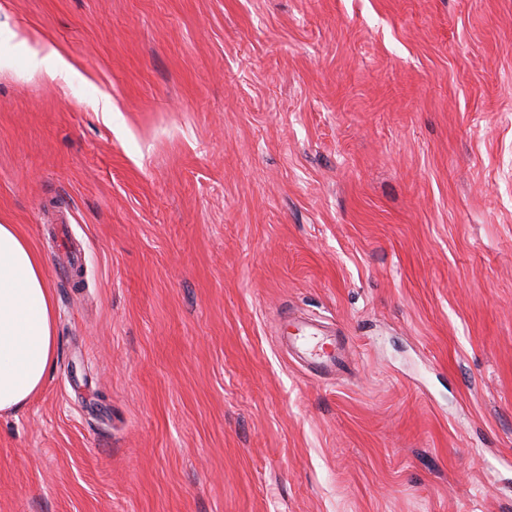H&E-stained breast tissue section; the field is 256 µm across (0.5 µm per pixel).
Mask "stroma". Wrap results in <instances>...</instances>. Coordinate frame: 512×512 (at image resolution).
Wrapping results in <instances>:
<instances>
[{"label": "stroma", "mask_w": 512, "mask_h": 512, "mask_svg": "<svg viewBox=\"0 0 512 512\" xmlns=\"http://www.w3.org/2000/svg\"><path fill=\"white\" fill-rule=\"evenodd\" d=\"M0 224L56 336L0 512H512V0H0ZM30 67L43 72L50 81L72 82L80 78L79 73L54 49H33ZM296 328L300 335L288 336L287 322L280 338L301 351L309 365H313L316 369L333 371L342 364L343 348L335 340L315 330L311 325L297 326ZM327 344L330 349L325 348Z\"/></svg>", "instance_id": "1"}]
</instances>
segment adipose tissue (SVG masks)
I'll return each mask as SVG.
<instances>
[{
  "label": "adipose tissue",
  "mask_w": 512,
  "mask_h": 512,
  "mask_svg": "<svg viewBox=\"0 0 512 512\" xmlns=\"http://www.w3.org/2000/svg\"><path fill=\"white\" fill-rule=\"evenodd\" d=\"M55 307L40 257L0 224V413L25 406L55 362Z\"/></svg>",
  "instance_id": "adipose-tissue-1"
}]
</instances>
